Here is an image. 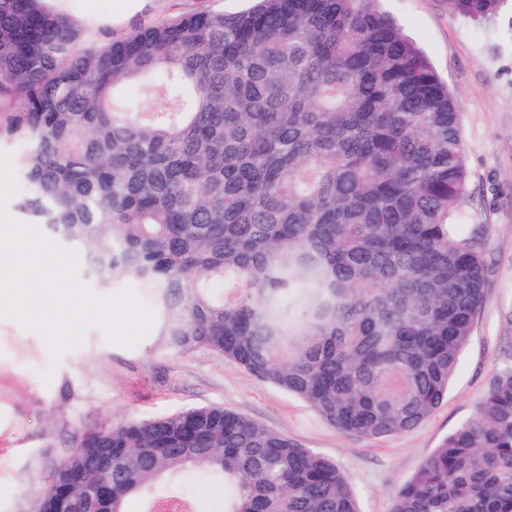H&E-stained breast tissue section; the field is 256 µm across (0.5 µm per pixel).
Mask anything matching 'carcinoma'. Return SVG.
<instances>
[{
	"instance_id": "obj_1",
	"label": "carcinoma",
	"mask_w": 512,
	"mask_h": 512,
	"mask_svg": "<svg viewBox=\"0 0 512 512\" xmlns=\"http://www.w3.org/2000/svg\"><path fill=\"white\" fill-rule=\"evenodd\" d=\"M505 4L446 0L464 18ZM0 140L25 144L19 208L101 283H138L168 347L233 361L363 439L445 403L487 278L461 231V113L375 0H252L100 46L46 0H0ZM190 465L221 479L224 512H357L332 460L222 406L85 433L35 512L106 480L111 512L132 496L199 512L177 485ZM391 512H512V370Z\"/></svg>"
}]
</instances>
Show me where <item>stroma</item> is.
<instances>
[{
    "label": "stroma",
    "instance_id": "35a3bbf8",
    "mask_svg": "<svg viewBox=\"0 0 512 512\" xmlns=\"http://www.w3.org/2000/svg\"><path fill=\"white\" fill-rule=\"evenodd\" d=\"M113 0H50L103 44L190 10L236 12L247 0H139L122 18ZM457 94L468 194L461 204L488 268L480 314L448 400L416 429L378 440L336 431L304 401L259 381L209 351L181 352L158 335L159 309L133 345L89 326L76 348L52 357L45 339L0 317V512H34L50 471L88 430L219 405L330 458L345 474L359 512H390L405 484L460 424L471 419L493 377L512 369V11L449 15L443 0H380ZM181 487L205 512L224 494L210 471L186 469Z\"/></svg>",
    "mask_w": 512,
    "mask_h": 512
}]
</instances>
